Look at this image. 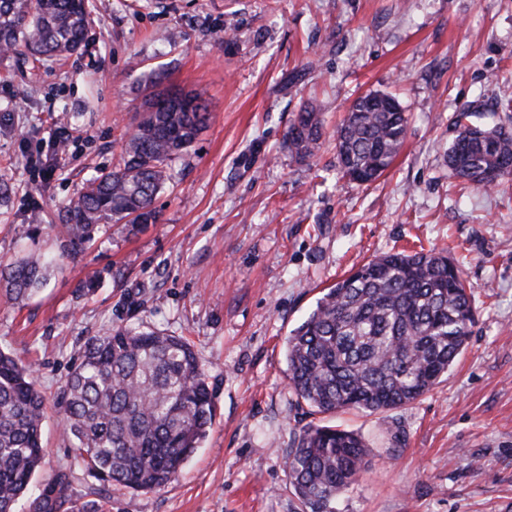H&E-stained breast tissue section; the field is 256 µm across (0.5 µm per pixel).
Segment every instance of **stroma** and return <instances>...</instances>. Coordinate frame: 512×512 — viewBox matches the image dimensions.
<instances>
[{"label": "stroma", "mask_w": 512, "mask_h": 512, "mask_svg": "<svg viewBox=\"0 0 512 512\" xmlns=\"http://www.w3.org/2000/svg\"><path fill=\"white\" fill-rule=\"evenodd\" d=\"M77 53L21 70L0 55V260L57 250L59 212L119 160L147 88L192 91L207 126L172 164L160 219L105 225L42 289L0 295V350L44 394L37 482L71 464L59 402L86 341L118 326L187 338L214 405L171 483L133 492L74 467L64 512H303L286 460L308 425L358 432L370 454L335 512H502L512 503V177L485 192L445 163L455 117L512 131V0H95ZM397 96L405 144L376 182L343 178L332 134L356 97ZM325 109L313 158L288 150L304 103ZM55 164L51 178L41 170ZM30 227L31 239L15 235ZM446 251L474 322L416 402L322 414L287 377L286 340L325 288L376 255ZM96 279L94 291L82 284Z\"/></svg>", "instance_id": "obj_1"}]
</instances>
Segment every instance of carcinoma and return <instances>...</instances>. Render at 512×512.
Here are the masks:
<instances>
[{
  "label": "carcinoma",
  "mask_w": 512,
  "mask_h": 512,
  "mask_svg": "<svg viewBox=\"0 0 512 512\" xmlns=\"http://www.w3.org/2000/svg\"><path fill=\"white\" fill-rule=\"evenodd\" d=\"M92 0H0V48L43 63L78 52L91 29ZM154 88L122 146L118 164L92 178L60 215L68 253H81L105 224H155L157 194L171 180L170 163L186 153L209 114L197 97ZM392 104L376 109L371 94L354 99L336 131L343 176L359 184L381 177L399 154L407 118ZM448 148L452 174L479 189L512 174V133L460 112ZM321 107L303 106L288 149L300 160L319 151ZM52 260L28 255L0 266V287L21 302L46 280ZM473 322L462 270L431 250L388 252L327 288L287 340L288 381L320 413H375L429 393L464 349ZM62 427L74 460L98 478L134 491L173 481L212 426L214 409L193 345L182 336L118 327L90 338L69 373ZM44 401L30 368L0 350V512H63L72 470L61 467L30 488L44 448ZM370 449L361 435L329 426L302 430L288 452V479L308 512H334L336 497L357 479Z\"/></svg>",
  "instance_id": "cac0c4a2"
}]
</instances>
